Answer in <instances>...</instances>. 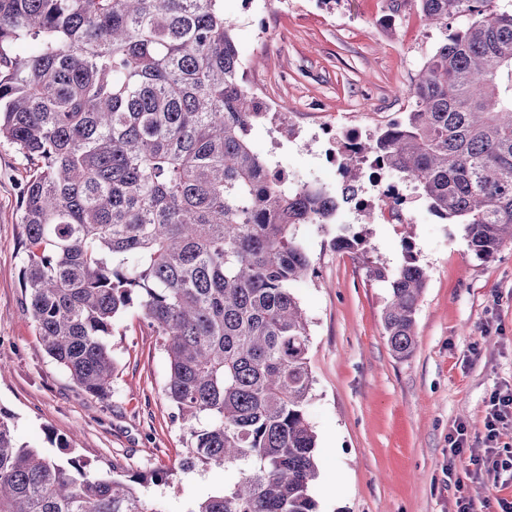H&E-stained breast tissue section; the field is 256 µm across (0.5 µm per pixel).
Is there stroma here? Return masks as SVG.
<instances>
[{
    "mask_svg": "<svg viewBox=\"0 0 512 512\" xmlns=\"http://www.w3.org/2000/svg\"><path fill=\"white\" fill-rule=\"evenodd\" d=\"M256 2L224 0V12L237 21L246 85L284 113L294 134L279 135L267 118L249 144L296 183L339 193L343 178L324 128L363 140L390 114L409 111L440 33L424 25L415 0L395 16L386 0H266L261 29L251 23ZM30 168L0 141V408L15 415L16 438L31 447H48L54 435L103 470L177 467L187 429L163 395L168 364L138 309L120 317L110 338L116 368L106 399L69 379L22 309L20 205ZM360 195L364 206L299 231L316 268L296 287L311 334L316 512H454L461 494L512 500V484L465 472L486 448L491 393L512 388V248L475 259L461 225L433 215L416 192L407 202L410 231L369 214L368 167ZM357 232L389 269L411 256L427 273L407 358L394 356L384 334L385 283L367 280L351 254L331 246L337 235ZM460 427L467 440L457 455L450 439ZM230 477L221 469L179 470L174 487L149 483L142 492L162 512H188Z\"/></svg>",
    "mask_w": 512,
    "mask_h": 512,
    "instance_id": "stroma-1",
    "label": "stroma"
}]
</instances>
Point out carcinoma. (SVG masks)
<instances>
[{
  "mask_svg": "<svg viewBox=\"0 0 512 512\" xmlns=\"http://www.w3.org/2000/svg\"><path fill=\"white\" fill-rule=\"evenodd\" d=\"M443 40L404 119L347 139L345 187L273 176L249 145L262 102L246 86L224 0H0V140L34 168L21 199L23 310L87 394L112 392L109 337L136 306L160 336L163 391L188 424L181 470L236 468L190 512H316L308 420L310 328L296 284L314 273L299 229L355 202L361 163L414 184L486 259L512 245V12L494 0H416ZM466 24L448 29V19ZM384 282L385 336L415 347L426 288L413 261ZM174 469L93 473L18 443L0 410V512H162L139 492Z\"/></svg>",
  "mask_w": 512,
  "mask_h": 512,
  "instance_id": "carcinoma-1",
  "label": "carcinoma"
}]
</instances>
